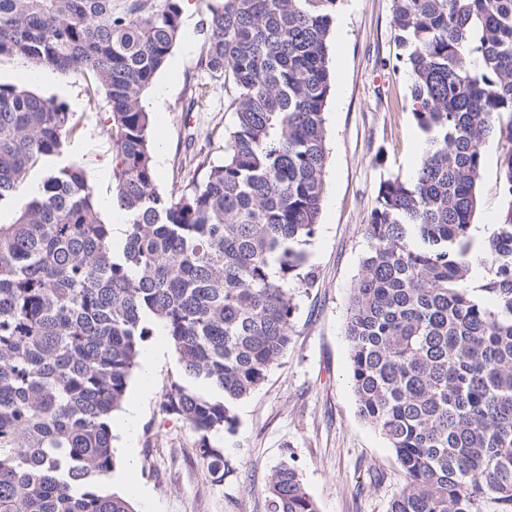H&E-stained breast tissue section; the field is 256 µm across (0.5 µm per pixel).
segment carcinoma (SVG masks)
<instances>
[{"instance_id": "cac0c4a2", "label": "carcinoma", "mask_w": 512, "mask_h": 512, "mask_svg": "<svg viewBox=\"0 0 512 512\" xmlns=\"http://www.w3.org/2000/svg\"><path fill=\"white\" fill-rule=\"evenodd\" d=\"M336 3L207 0L202 63L233 129L223 160L164 193L143 93L181 38L179 0H0V57L105 93L127 224L114 239L83 168L50 166L81 117L0 82V512H135L108 489L112 418L155 324L180 367L162 408L224 479L211 436L288 353L294 291L315 281ZM392 22L425 147L366 224L346 314L358 413L405 475L390 512H512V0H394ZM489 138L506 208L477 249ZM266 512H319L293 463L269 474Z\"/></svg>"}]
</instances>
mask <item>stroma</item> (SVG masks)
<instances>
[{
    "instance_id": "35a3bbf8",
    "label": "stroma",
    "mask_w": 512,
    "mask_h": 512,
    "mask_svg": "<svg viewBox=\"0 0 512 512\" xmlns=\"http://www.w3.org/2000/svg\"><path fill=\"white\" fill-rule=\"evenodd\" d=\"M182 37L144 94L155 115L153 152L157 186L178 191L193 177L200 156L218 162L233 124L224 82L201 64L199 20L204 0H181ZM393 0H338L329 66L333 91L326 107L329 163L310 248L313 287L296 290L292 343L265 384L235 410V431L221 435L227 469L214 481L196 448V435L163 410L162 395L179 365L160 333L145 349L151 366H139L126 403L134 418L115 412V466L110 486L140 506L149 494L154 512H266L265 484L283 460L294 461L320 512H389L404 483L385 439L356 409L345 336L349 293L367 250L365 224L379 183L413 175L423 136L412 116L410 80L398 64ZM0 82L24 85L64 101L82 118L61 163H79L109 223L113 212L112 145L105 135L111 109L105 94H90L81 71L36 67L28 59L0 58ZM484 166L474 231L483 245L504 207L499 190L497 140L482 146Z\"/></svg>"
}]
</instances>
